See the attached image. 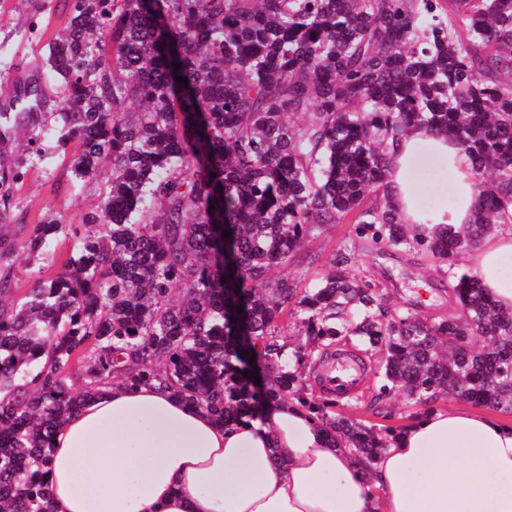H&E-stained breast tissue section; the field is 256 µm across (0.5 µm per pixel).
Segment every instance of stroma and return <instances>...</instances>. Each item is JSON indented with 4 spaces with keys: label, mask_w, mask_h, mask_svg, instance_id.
I'll use <instances>...</instances> for the list:
<instances>
[{
    "label": "stroma",
    "mask_w": 512,
    "mask_h": 512,
    "mask_svg": "<svg viewBox=\"0 0 512 512\" xmlns=\"http://www.w3.org/2000/svg\"><path fill=\"white\" fill-rule=\"evenodd\" d=\"M66 15L64 0H0V95L10 89L21 68L29 66L38 73H46L47 44L64 26ZM35 140L45 149V160L32 158L30 146ZM7 148L14 156L25 159L27 175L13 193L7 219L0 224V236L21 240L29 226L38 221L54 219L63 224H78L85 214L95 210L101 185L95 180H74L68 160L57 148L52 123L43 121L28 127L12 136ZM344 247L354 253L352 273L386 292L393 307L413 309L428 320L455 313L457 305L448 282L433 260L416 252L382 251L371 240L358 237L354 224L347 221L326 224L314 231L299 257L280 268L278 275L287 279L294 293H302L331 273L333 258ZM72 248L71 241H60L51 265L17 259L9 299H20L37 282L58 274ZM338 347L352 350L363 359L367 377L363 391L348 399L335 400L327 408L329 415L350 416L380 428L404 426L417 414V407L409 405L403 395L379 397L381 358L368 351L355 336L339 344L326 342L303 355L298 375L305 397L324 402V395L314 384L313 364Z\"/></svg>",
    "instance_id": "1"
}]
</instances>
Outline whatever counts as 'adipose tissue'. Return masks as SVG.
<instances>
[{
  "instance_id": "adipose-tissue-1",
  "label": "adipose tissue",
  "mask_w": 512,
  "mask_h": 512,
  "mask_svg": "<svg viewBox=\"0 0 512 512\" xmlns=\"http://www.w3.org/2000/svg\"><path fill=\"white\" fill-rule=\"evenodd\" d=\"M470 157L415 129L390 151L387 190L401 223H472ZM512 218L468 257L512 309ZM50 512H512V423L468 406L429 408L364 465L297 401L222 423L158 385L117 380L57 428Z\"/></svg>"
}]
</instances>
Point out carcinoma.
<instances>
[{"label": "carcinoma", "instance_id": "obj_1", "mask_svg": "<svg viewBox=\"0 0 512 512\" xmlns=\"http://www.w3.org/2000/svg\"><path fill=\"white\" fill-rule=\"evenodd\" d=\"M46 64L62 88L58 147L73 144L74 177L99 180L102 198L79 226L40 221L20 244L0 239V297L17 252L49 262L53 241L77 239L60 273L0 302V512H48L52 434L117 378V354L126 382L228 422L254 412L259 342L265 400L297 395L272 341L291 294L275 270L348 218L360 237L441 263L458 314H399L342 249L291 311L306 335L378 348L382 397L512 413V311L455 271L512 204V0H71ZM30 123L0 112V142ZM413 127L475 163L473 223L426 236L396 219L384 175ZM23 179L20 165L0 171L3 205ZM304 405L367 464L400 433Z\"/></svg>", "mask_w": 512, "mask_h": 512}]
</instances>
